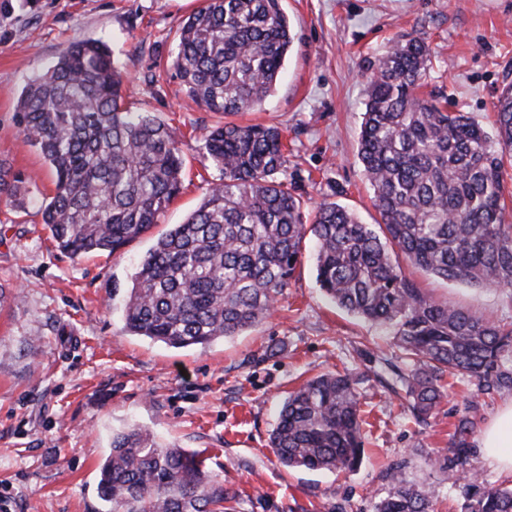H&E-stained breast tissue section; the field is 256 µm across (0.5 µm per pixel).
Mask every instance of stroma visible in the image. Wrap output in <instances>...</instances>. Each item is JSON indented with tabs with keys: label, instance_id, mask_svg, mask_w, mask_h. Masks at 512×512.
I'll return each instance as SVG.
<instances>
[{
	"label": "stroma",
	"instance_id": "obj_1",
	"mask_svg": "<svg viewBox=\"0 0 512 512\" xmlns=\"http://www.w3.org/2000/svg\"><path fill=\"white\" fill-rule=\"evenodd\" d=\"M201 3L0 0V159L32 190L23 210L0 200V286L16 294L0 305V512H106L99 465L113 431L133 423L198 453L238 492L235 512H374L393 463L414 488L436 487L434 512H462L459 474L434 466L433 452L447 448L462 414L485 426L504 396L479 397L472 381L453 379L428 423L415 424L375 379L380 360L397 354L392 330L324 296L313 235L270 315L242 335L173 349L126 331L122 296L136 263L221 178L201 138L226 119L193 103L170 67L176 32ZM285 9L295 39L282 79L233 120L282 129L288 186L306 211L336 202L362 223L379 222L358 137L366 80L395 35L429 46V92L492 129L494 103L512 82V0H286ZM88 39L106 41L125 64L127 106L176 130L184 174L148 232L117 253L74 261L41 224L54 175L20 132L15 109L31 77ZM410 275L439 300L512 323V289ZM345 368L360 375L361 466L338 475L282 466L269 438L284 399L305 380Z\"/></svg>",
	"mask_w": 512,
	"mask_h": 512
}]
</instances>
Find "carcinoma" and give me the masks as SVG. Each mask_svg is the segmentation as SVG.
<instances>
[{
  "instance_id": "obj_1",
  "label": "carcinoma",
  "mask_w": 512,
  "mask_h": 512,
  "mask_svg": "<svg viewBox=\"0 0 512 512\" xmlns=\"http://www.w3.org/2000/svg\"><path fill=\"white\" fill-rule=\"evenodd\" d=\"M293 40L283 0H204L180 25L171 66L195 104L235 114L275 91ZM431 68L429 47L399 35L367 80L358 157L381 218L376 229L335 202L319 204L306 224L303 201L286 185L278 127L226 122L207 131L203 149L224 178L139 259L123 309L128 332L174 349L240 335L269 315L310 233L320 290L394 329L406 365L393 372L417 422L441 405L447 372L474 380L483 396L512 393V326L433 299L398 261L401 253L443 280L512 288L501 181L512 152V84L498 96L491 135L448 109V98L419 93ZM123 82L108 44L82 40L17 102L26 141L55 176L43 224L73 258L118 252L158 223L180 190L175 133L131 111ZM29 193V182L0 164V198L15 203ZM475 432L472 416L459 417L433 464L459 472L464 512H512V488L467 468ZM270 444L288 468L354 471L364 453L356 373L321 374L289 393ZM385 479L376 512H432L434 487L412 488L398 466ZM98 492L108 512H226L236 499L193 452L140 426L112 434Z\"/></svg>"
}]
</instances>
